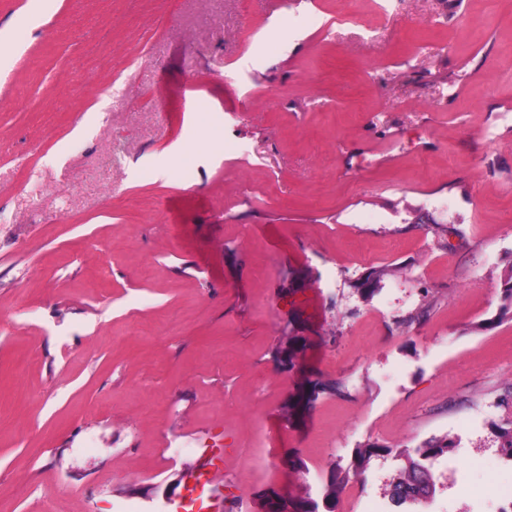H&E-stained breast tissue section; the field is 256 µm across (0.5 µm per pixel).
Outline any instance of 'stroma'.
Segmentation results:
<instances>
[{"label":"stroma","instance_id":"stroma-1","mask_svg":"<svg viewBox=\"0 0 512 512\" xmlns=\"http://www.w3.org/2000/svg\"><path fill=\"white\" fill-rule=\"evenodd\" d=\"M0 58V512H171L210 448L293 510L373 443L334 510L393 512L444 437L407 512H512V0H0ZM505 319L512 320V274L508 275L501 288V305L494 318L483 323L486 328H494ZM453 445L452 440L444 439L429 443L422 448H416L413 454L405 449L399 452L407 460V464L400 471L395 482L391 484V500L402 505L418 500L412 496L417 484L421 483L426 490V495L435 491V483L431 472L432 460L448 454Z\"/></svg>","mask_w":512,"mask_h":512}]
</instances>
